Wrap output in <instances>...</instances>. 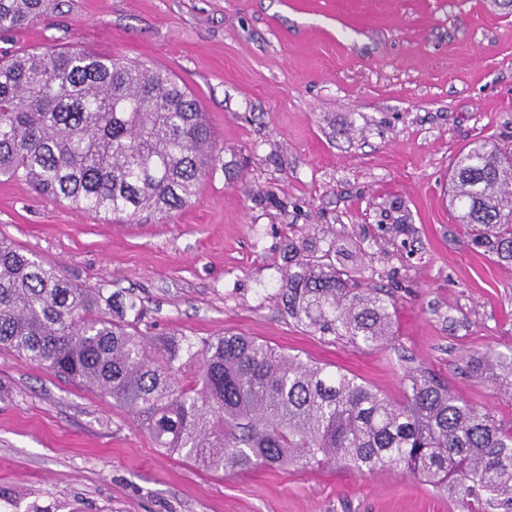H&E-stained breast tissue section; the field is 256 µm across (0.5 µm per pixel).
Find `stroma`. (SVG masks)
<instances>
[{
    "mask_svg": "<svg viewBox=\"0 0 512 512\" xmlns=\"http://www.w3.org/2000/svg\"><path fill=\"white\" fill-rule=\"evenodd\" d=\"M50 0L0 53L81 45L167 69L221 149L163 223L89 215L0 177V234L89 288L135 296L155 338L241 333L400 399L407 372L512 427V394L470 358L512 353V264L469 244L446 176L481 138L512 145L502 0ZM332 226L395 299L388 343L296 323L290 239ZM512 512L421 479L330 465L209 472L158 448L99 391L0 350V512Z\"/></svg>",
    "mask_w": 512,
    "mask_h": 512,
    "instance_id": "35a3bbf8",
    "label": "stroma"
}]
</instances>
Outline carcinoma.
Wrapping results in <instances>:
<instances>
[{
  "label": "carcinoma",
  "instance_id": "carcinoma-1",
  "mask_svg": "<svg viewBox=\"0 0 512 512\" xmlns=\"http://www.w3.org/2000/svg\"><path fill=\"white\" fill-rule=\"evenodd\" d=\"M48 0H0V31ZM221 150L198 100L171 73L85 48L0 58V175L94 215L163 223L195 199ZM449 206L470 242L512 262V148L476 141L454 159ZM335 230L291 240L281 299L292 318L358 347L390 335L393 296L336 265ZM119 319L112 316L113 309ZM141 304L86 288L0 238V349L136 411L159 447L198 467L345 464L419 475L464 502H512V428L430 373H408L392 401L339 370L236 333L148 339ZM195 364L193 380H180ZM477 375L512 391V356L485 352Z\"/></svg>",
  "mask_w": 512,
  "mask_h": 512
}]
</instances>
